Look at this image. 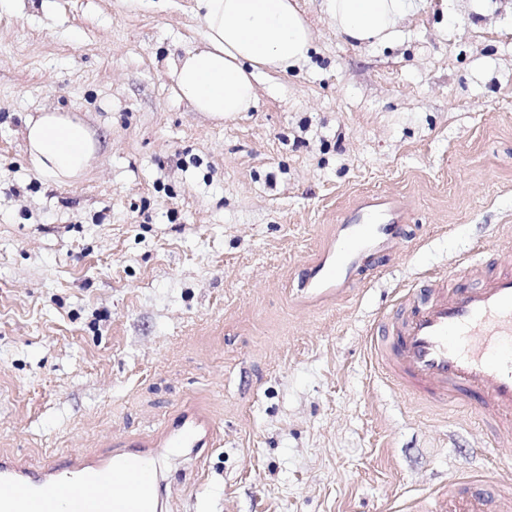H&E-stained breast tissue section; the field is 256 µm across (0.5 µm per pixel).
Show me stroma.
Returning <instances> with one entry per match:
<instances>
[{"instance_id": "1", "label": "stroma", "mask_w": 512, "mask_h": 512, "mask_svg": "<svg viewBox=\"0 0 512 512\" xmlns=\"http://www.w3.org/2000/svg\"><path fill=\"white\" fill-rule=\"evenodd\" d=\"M297 3L308 60L217 121L171 75L195 0H0V453L97 455L195 403L222 441L168 462V512H435L512 469L491 410L403 391L369 343L420 277L512 247V0H415L383 45ZM45 109L99 142L77 181L25 150ZM366 194L403 200L394 247L298 297Z\"/></svg>"}]
</instances>
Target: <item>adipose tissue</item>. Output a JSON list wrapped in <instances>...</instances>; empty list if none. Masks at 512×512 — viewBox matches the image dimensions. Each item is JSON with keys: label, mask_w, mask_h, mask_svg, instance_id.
Returning a JSON list of instances; mask_svg holds the SVG:
<instances>
[{"label": "adipose tissue", "mask_w": 512, "mask_h": 512, "mask_svg": "<svg viewBox=\"0 0 512 512\" xmlns=\"http://www.w3.org/2000/svg\"><path fill=\"white\" fill-rule=\"evenodd\" d=\"M330 17L349 39L383 41L395 33L410 0H327ZM205 28L204 48L177 55V94L195 111L221 120L247 111L257 74L285 71L306 61L313 37L296 0H196ZM24 139L37 169L60 182L80 178L98 146L86 124L61 110L29 117Z\"/></svg>", "instance_id": "obj_1"}]
</instances>
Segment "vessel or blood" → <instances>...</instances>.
I'll return each mask as SVG.
<instances>
[{
  "mask_svg": "<svg viewBox=\"0 0 512 512\" xmlns=\"http://www.w3.org/2000/svg\"><path fill=\"white\" fill-rule=\"evenodd\" d=\"M405 216L396 197L357 202L303 270L298 290L327 300L355 287L357 270L370 254L392 247ZM372 348L398 386L440 403L477 398L495 414L487 430L512 433V251L497 253L486 269L457 263L408 290ZM216 439L213 417L186 405L172 423L148 436L123 438L98 456L35 469L22 458L0 455V512H161L163 459L214 447ZM495 502L512 507L511 473L470 487L448 480L445 512H489Z\"/></svg>",
  "mask_w": 512,
  "mask_h": 512,
  "instance_id": "vessel-or-blood-1",
  "label": "vessel or blood"
}]
</instances>
